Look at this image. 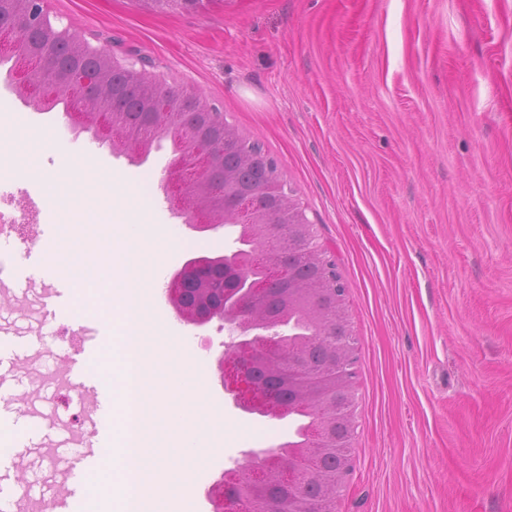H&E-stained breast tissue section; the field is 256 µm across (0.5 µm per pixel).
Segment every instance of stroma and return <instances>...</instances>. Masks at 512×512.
Returning a JSON list of instances; mask_svg holds the SVG:
<instances>
[{
    "label": "stroma",
    "instance_id": "1",
    "mask_svg": "<svg viewBox=\"0 0 512 512\" xmlns=\"http://www.w3.org/2000/svg\"><path fill=\"white\" fill-rule=\"evenodd\" d=\"M52 24L166 84L201 92L278 163L281 180L335 260L356 339L352 472L336 512H512V0H213L200 13L142 0H46ZM22 117L38 163L93 156L134 190L176 247L157 273V308L192 368L211 371L230 341L212 321L178 320L166 297L189 257L234 250L223 229L178 223L159 188L170 142L144 164L74 134L62 110L40 115L0 88V115ZM38 293L0 295V328L39 329ZM59 345L21 351L18 405L78 433L77 394L58 385ZM209 398L239 433L193 486L196 512L250 449L294 433ZM52 440L12 479L54 488Z\"/></svg>",
    "mask_w": 512,
    "mask_h": 512
}]
</instances>
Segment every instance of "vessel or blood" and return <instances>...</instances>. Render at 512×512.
<instances>
[{
    "label": "vessel or blood",
    "instance_id": "b4317fda",
    "mask_svg": "<svg viewBox=\"0 0 512 512\" xmlns=\"http://www.w3.org/2000/svg\"><path fill=\"white\" fill-rule=\"evenodd\" d=\"M109 342L108 328L101 324L93 334L73 339L67 346L63 371L69 385L78 391L80 406L89 407L90 416L84 427L86 442L64 440L59 445L68 480L52 494H44L34 484L27 493H20L10 480L21 449L44 436L46 428L35 415L16 407L15 386L0 385V419L12 425L10 449L0 454V512H25L30 503L36 504L39 512H92L96 502L108 500L111 485L93 489L89 479L110 458V441L116 431L112 379L104 361Z\"/></svg>",
    "mask_w": 512,
    "mask_h": 512
}]
</instances>
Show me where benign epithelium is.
I'll return each instance as SVG.
<instances>
[{"label": "benign epithelium", "instance_id": "benign-epithelium-1", "mask_svg": "<svg viewBox=\"0 0 512 512\" xmlns=\"http://www.w3.org/2000/svg\"><path fill=\"white\" fill-rule=\"evenodd\" d=\"M170 9L198 11L211 0H162ZM30 8L17 10L9 15L0 14V57H14L15 65L6 69L4 83L18 88L24 83L33 86V104L44 105L48 100L46 90L57 88L63 92L70 104L82 108V128L92 129L95 136L112 141H129L144 151L149 144L144 138L157 139L161 135L175 136L183 152L177 158L169 174L165 175L160 187L173 201V212L183 219V223L197 231H208L219 222L231 220L244 225L254 241L251 255L244 259L234 258L235 252L214 256L209 260L202 257L187 259L173 272L168 283V298L176 316L188 325L202 328L214 319L228 325L233 332V340L226 345L224 352L216 359V373L224 388V397L234 407L260 416L278 410L286 411L287 405L279 404L275 397L261 388L250 374L251 365L261 359L288 385L301 391V399L310 402L318 394L336 387L335 412L345 408L352 411L354 406V346L351 338H346L338 346L336 377L319 383L308 382L287 355L297 347L278 337L268 336L264 322L254 315L262 305L268 288L276 279L287 275V267L279 264L270 253L268 239L278 234L276 226L268 223L265 214L251 210L248 196L234 198L225 194L201 202L193 196V191L207 180L210 172L221 164L220 149L235 145L248 150L251 143L228 124L224 114L217 111L203 96H198V111L210 123L224 127L225 140L216 145L204 138L200 126L184 122L181 109L175 98L159 93L162 82L137 67L131 59L112 57V64L130 72L143 86L155 92L153 107L161 119L139 130L130 128L124 113L115 112L112 106L102 104L103 84L101 79L86 75L65 77L52 69L50 64L53 47L59 42H74V35L58 31L51 24L44 9V0H28ZM37 14L39 29L45 39L44 51L33 55L28 47L26 36ZM288 223L301 230L310 229L305 211L294 200L289 199ZM294 247L301 248L306 255H313L322 266L323 276L320 291L330 297L336 307V316L343 314L346 288L336 271V266L327 252L310 238L305 243L294 239ZM217 269H226L236 275L246 287L224 294V304L215 308L206 294L208 283ZM306 312L316 326H321L325 315L316 309L305 293L295 295L288 303L284 314ZM337 446L329 436L327 422L319 420L312 432L311 444L303 449L307 459ZM248 455L256 463L247 471L224 473L208 489V493L222 505L224 512H307L302 497V488L308 484L315 472L312 465L302 468L291 466L287 458L273 455L268 450L250 451ZM280 483L288 489V499L274 501L268 497L269 485Z\"/></svg>", "mask_w": 512, "mask_h": 512}]
</instances>
